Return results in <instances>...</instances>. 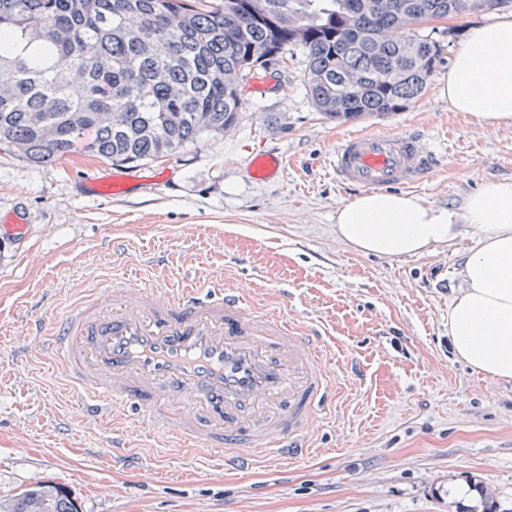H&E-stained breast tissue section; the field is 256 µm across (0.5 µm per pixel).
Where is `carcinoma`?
<instances>
[{
  "label": "carcinoma",
  "instance_id": "carcinoma-1",
  "mask_svg": "<svg viewBox=\"0 0 512 512\" xmlns=\"http://www.w3.org/2000/svg\"><path fill=\"white\" fill-rule=\"evenodd\" d=\"M370 0H0V146L33 165L73 152L114 164L162 158L237 121L228 85L293 47L304 86L330 119L404 110L441 61V45L389 32L426 15L465 14L512 0H402L406 17ZM264 17L279 19L272 28ZM0 512H79L38 483Z\"/></svg>",
  "mask_w": 512,
  "mask_h": 512
}]
</instances>
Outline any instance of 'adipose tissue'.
I'll return each mask as SVG.
<instances>
[{
    "instance_id": "1",
    "label": "adipose tissue",
    "mask_w": 512,
    "mask_h": 512,
    "mask_svg": "<svg viewBox=\"0 0 512 512\" xmlns=\"http://www.w3.org/2000/svg\"><path fill=\"white\" fill-rule=\"evenodd\" d=\"M436 85L453 111L512 124V16L471 28ZM336 236L356 252L395 260L470 237L448 337L472 369L512 379V179L484 184L459 210L407 193L362 192L337 209Z\"/></svg>"
}]
</instances>
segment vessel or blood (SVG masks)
<instances>
[{
  "mask_svg": "<svg viewBox=\"0 0 512 512\" xmlns=\"http://www.w3.org/2000/svg\"><path fill=\"white\" fill-rule=\"evenodd\" d=\"M437 161L419 132H360L339 143L329 165L340 186L378 191L425 182ZM33 336L82 408L145 414L149 434L176 438L188 453L301 455L336 398L315 331L221 284L208 294L119 286Z\"/></svg>",
  "mask_w": 512,
  "mask_h": 512,
  "instance_id": "b4317fda",
  "label": "vessel or blood"
}]
</instances>
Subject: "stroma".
I'll return each instance as SVG.
<instances>
[{"label":"stroma","mask_w":512,"mask_h":512,"mask_svg":"<svg viewBox=\"0 0 512 512\" xmlns=\"http://www.w3.org/2000/svg\"><path fill=\"white\" fill-rule=\"evenodd\" d=\"M500 9L452 19L449 32L398 29L440 41L448 70L470 27ZM305 52L243 77L238 120L155 161L112 165L83 145L35 167L0 149V499L49 482L82 512H498L512 507V381L456 360L448 310L463 283L469 239L422 256H364L336 238V209L353 197L328 159L354 132L422 131L442 156L415 187L426 202L461 208L491 180L512 179V125L449 110L434 87L384 118L336 122L306 95ZM283 156L258 181L251 159ZM123 176L124 194L90 188ZM27 219L16 243L10 230ZM227 282L257 306L319 331L341 390L318 422L309 454L225 470L220 460L159 447L137 417L122 424L142 467L114 463L112 420L88 419L64 392L27 319L52 323L93 289L156 279Z\"/></svg>","instance_id":"stroma-1"}]
</instances>
